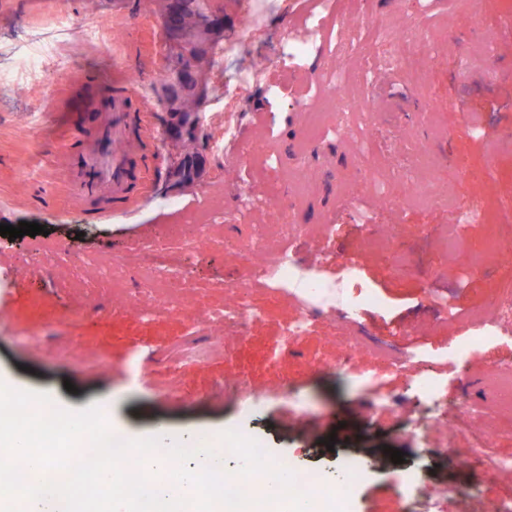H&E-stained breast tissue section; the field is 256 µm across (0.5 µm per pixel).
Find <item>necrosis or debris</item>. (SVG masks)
Segmentation results:
<instances>
[{
    "instance_id": "1",
    "label": "necrosis or debris",
    "mask_w": 512,
    "mask_h": 512,
    "mask_svg": "<svg viewBox=\"0 0 512 512\" xmlns=\"http://www.w3.org/2000/svg\"><path fill=\"white\" fill-rule=\"evenodd\" d=\"M301 231V226L296 224L260 225L252 243L244 249L249 276L244 282L228 287L219 316L225 325L241 328L266 315L265 309L252 300L251 291L266 289L288 294L297 313L283 331L285 346L290 348L301 343L316 318H336L340 323L335 336L336 370L365 375L368 372L364 359L365 342L354 327L362 304L376 302L377 297L361 286L354 264H347L343 278L336 281L321 279L301 266L291 249ZM132 273L139 277V290L134 295L124 293L132 306H140L147 297L153 301V311H181V296L186 284L177 269L160 261L146 248L113 256L102 279L113 292L123 293L124 282ZM510 314L512 290L507 288L477 314L476 326L469 335L455 341L454 351L467 355L487 344L505 340L512 335L504 325ZM468 415L479 420L480 436L469 437L464 430L449 429L447 422L440 418L422 431L423 436L438 438L444 453L465 474L464 480L442 484L435 492L436 497L471 499L497 475L512 473V456L490 452L496 437L495 425L480 409H469ZM292 472L297 489L313 495L312 512H354V488L361 475L356 467L345 466L340 478L334 481L316 467L296 466Z\"/></svg>"
}]
</instances>
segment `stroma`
Returning <instances> with one entry per match:
<instances>
[{"instance_id": "1", "label": "stroma", "mask_w": 512, "mask_h": 512, "mask_svg": "<svg viewBox=\"0 0 512 512\" xmlns=\"http://www.w3.org/2000/svg\"><path fill=\"white\" fill-rule=\"evenodd\" d=\"M316 12L326 17L313 35L317 50L303 66L285 65L277 40L301 32ZM172 19L170 0H126L121 14L110 11L108 0H72L63 12L54 0L38 6L0 0V46L20 53L30 34L61 39L68 21L106 29L105 44L71 40L66 62L52 59L38 76L0 83V224L46 228L33 237L0 236V375L49 393L60 408L109 403L108 420L125 440L160 426L175 439L234 428L264 438L272 458L331 476L337 457L349 456L363 469L356 512H403V474L413 473L421 489L459 477L451 457L411 434L413 424L437 414L454 424L464 406L496 403L484 369L512 364V342L487 345L472 357L451 355L453 327L442 310L445 300H455L460 319H467L512 285V262L490 261L462 287L442 245L451 231L480 254L512 235V144L494 142L512 135V0H212L206 13L187 10L178 25ZM372 24L424 51L420 77L395 68L389 45L368 43ZM203 31L210 44L235 45L237 62L257 69L258 81L241 90L235 70L217 71L209 58L195 67L207 106L198 135L136 136L151 165L149 202L109 222L85 220L68 193L62 156L47 155L57 132L44 127L46 114L78 111L81 97L77 81L60 84V74L123 58L142 80L151 123L171 129L178 108L162 77L180 70L181 43ZM336 69L373 113L369 123L357 113L347 117L358 129L353 139L312 133L305 119L309 110L330 111L315 87L321 73ZM228 107L239 115V132L272 142L277 167L237 160L232 144L204 146L223 127ZM405 168L433 175L453 202L377 200V188L390 186L394 172ZM295 171L313 181L310 195L287 180ZM250 192L266 198L268 208L222 223L203 243L202 258L181 268L187 281L203 286V303L142 317L95 278L96 267L113 255L143 245L165 248L172 225L186 223L210 200L229 212ZM161 196L176 199L177 207L158 205ZM477 202L491 221L461 222L460 212ZM257 222L321 231L325 252L306 236L291 244L321 278H336L340 260L356 262L362 284L381 299L360 313L367 346L415 357L416 372H385L366 385L333 370L336 347L327 338L335 325L328 319L315 321L298 347L280 349L282 329L296 314L281 293L254 292L270 315L233 335L206 325L203 304L220 307L226 286L246 275L242 254L224 243H248ZM370 224L393 229L390 249L375 248ZM45 243L76 256L77 264H44ZM396 249L410 259L401 273L393 270ZM416 373L440 374L438 401L420 393ZM344 419L356 443L328 450ZM384 446L402 451L403 463L377 456Z\"/></svg>"}]
</instances>
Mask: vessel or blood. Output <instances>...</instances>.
<instances>
[{"instance_id": "1", "label": "vessel or blood", "mask_w": 512, "mask_h": 512, "mask_svg": "<svg viewBox=\"0 0 512 512\" xmlns=\"http://www.w3.org/2000/svg\"><path fill=\"white\" fill-rule=\"evenodd\" d=\"M84 77L97 88L96 94L81 101L84 138L80 146L64 143L59 150L67 157L73 197L94 200L100 194L108 195L109 207L85 212L89 221L105 222L128 211L143 189L130 153L110 152L106 146L128 141L132 129L142 125L149 106L141 102L125 61L115 58L88 67Z\"/></svg>"}]
</instances>
